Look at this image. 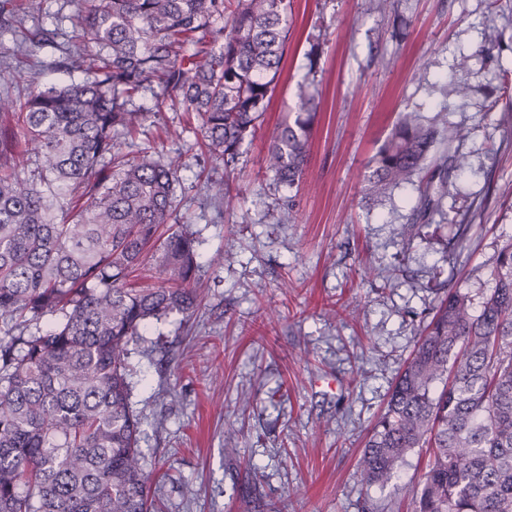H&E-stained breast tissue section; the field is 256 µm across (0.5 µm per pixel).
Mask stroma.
Listing matches in <instances>:
<instances>
[{"instance_id": "obj_1", "label": "stroma", "mask_w": 512, "mask_h": 512, "mask_svg": "<svg viewBox=\"0 0 512 512\" xmlns=\"http://www.w3.org/2000/svg\"><path fill=\"white\" fill-rule=\"evenodd\" d=\"M73 13L71 0H43L0 34L8 49L24 31L52 36L19 70L0 65V92L22 99L34 82L63 81L55 63L72 48ZM301 83L317 117L291 191L267 173L262 134L228 171L156 84L131 104L149 118L125 151L151 146L181 166L173 220L196 237L202 283L194 311L155 323L130 359L161 512H359L364 445L423 326L449 288L488 294L512 242V0H294L265 130L294 114ZM452 83L464 94L448 95ZM409 112L468 132L423 223L417 186L365 189ZM219 181L230 199L213 200ZM427 460L415 449L375 500L407 512Z\"/></svg>"}]
</instances>
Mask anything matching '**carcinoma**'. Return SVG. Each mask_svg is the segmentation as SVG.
Segmentation results:
<instances>
[{
	"label": "carcinoma",
	"instance_id": "obj_1",
	"mask_svg": "<svg viewBox=\"0 0 512 512\" xmlns=\"http://www.w3.org/2000/svg\"><path fill=\"white\" fill-rule=\"evenodd\" d=\"M74 0L77 52L56 63L79 82L34 83L22 103L0 94V512H158L141 418L130 396L129 346L152 322L197 306L193 234L175 228L179 165L123 152L145 113L146 83L196 113L208 151L232 167L255 134L283 69L294 0ZM14 0H0V29ZM194 47L186 55L182 48ZM316 104L265 143L272 181L291 189L311 151ZM464 129L408 114L376 154L374 195L419 183L418 217L448 193L437 144ZM160 252L158 283L130 273ZM479 305L450 290L360 459L369 490L428 450L413 512H512V243ZM46 325H41L43 319Z\"/></svg>",
	"mask_w": 512,
	"mask_h": 512
}]
</instances>
